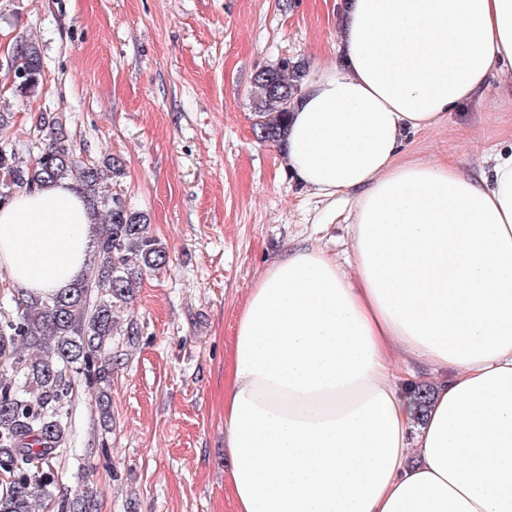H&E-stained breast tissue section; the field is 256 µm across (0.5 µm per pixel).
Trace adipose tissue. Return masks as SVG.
I'll list each match as a JSON object with an SVG mask.
<instances>
[{
  "label": "adipose tissue",
  "mask_w": 512,
  "mask_h": 512,
  "mask_svg": "<svg viewBox=\"0 0 512 512\" xmlns=\"http://www.w3.org/2000/svg\"><path fill=\"white\" fill-rule=\"evenodd\" d=\"M287 165L344 214L351 259L285 250L251 289L224 388L233 512H512V145L472 173L408 135L512 89V0H343ZM95 216L67 182L0 208V269L69 288ZM431 373L424 419L399 384Z\"/></svg>",
  "instance_id": "obj_1"
}]
</instances>
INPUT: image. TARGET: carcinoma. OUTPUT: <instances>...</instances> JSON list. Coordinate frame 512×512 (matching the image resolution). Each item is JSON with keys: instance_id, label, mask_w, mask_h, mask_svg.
Wrapping results in <instances>:
<instances>
[{"instance_id": "1", "label": "carcinoma", "mask_w": 512, "mask_h": 512, "mask_svg": "<svg viewBox=\"0 0 512 512\" xmlns=\"http://www.w3.org/2000/svg\"><path fill=\"white\" fill-rule=\"evenodd\" d=\"M15 49L24 77L13 83L14 91L28 97L41 83V51L28 40L18 41ZM306 76L304 62L286 58L254 73L251 105L259 141L286 142L288 112ZM39 131L45 145L31 163L0 143V207L20 191L71 179L105 223L96 225L91 277L58 293L18 288L15 314L0 319V512H41L55 498L53 462L70 432L69 402L76 380L96 392L101 428L109 429L112 340L120 334L138 335L132 320L118 332L117 312L128 307L147 274L168 262L164 247L150 233L148 216L112 191L110 181L124 174V163L116 157L83 159L56 116L40 115ZM431 392L427 384L411 385L410 399L419 411L426 409ZM93 503L88 490L60 502L59 509L92 512Z\"/></svg>"}]
</instances>
